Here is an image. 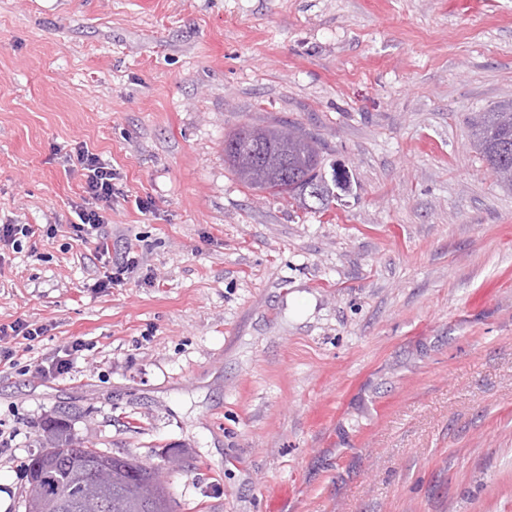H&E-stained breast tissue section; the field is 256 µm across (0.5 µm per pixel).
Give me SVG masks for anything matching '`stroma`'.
<instances>
[{
  "mask_svg": "<svg viewBox=\"0 0 512 512\" xmlns=\"http://www.w3.org/2000/svg\"><path fill=\"white\" fill-rule=\"evenodd\" d=\"M503 100L512 0H0V224L56 228L0 251V326L42 331L0 363L8 512L61 409L175 512H512V192L468 124ZM272 122L346 170L330 211L225 165ZM76 164L84 177L82 192L85 195L82 199L85 204L92 206L80 208L78 217L81 224H73L72 227L81 240L88 241L95 238L96 249L108 253V244L101 233L99 234V229L102 224H106L102 211L112 208V198L117 190L115 183H112L117 179L116 172L112 169V165L107 164L98 154L83 146L76 151ZM128 255L124 257L122 262L115 264V271L113 269L108 275H105L103 278L98 279L94 284V288H100L104 290L105 288H112L114 285H119L122 280H125L124 275L126 273H132L133 269L136 267L135 258H129L130 252H127ZM83 350V344L79 341H74L70 345L69 348L65 350L63 353L64 356H59L58 354L50 359V361H47V365L44 364V362H41L36 367V371L38 374L42 376H59L68 373L69 368L71 366V359L70 357L77 352H80Z\"/></svg>",
  "mask_w": 512,
  "mask_h": 512,
  "instance_id": "stroma-1",
  "label": "stroma"
}]
</instances>
